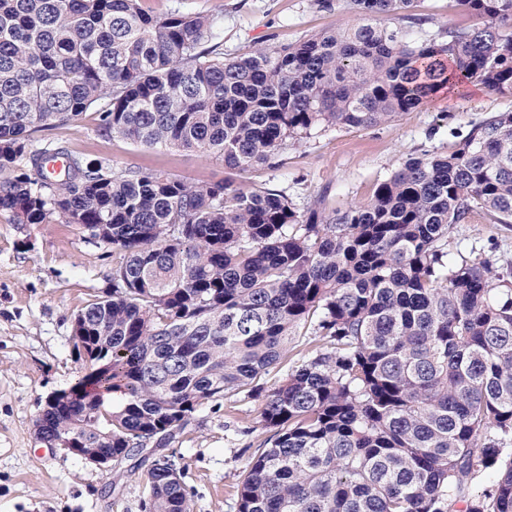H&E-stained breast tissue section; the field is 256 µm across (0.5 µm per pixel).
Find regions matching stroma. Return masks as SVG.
Instances as JSON below:
<instances>
[{"instance_id":"stroma-1","label":"stroma","mask_w":512,"mask_h":512,"mask_svg":"<svg viewBox=\"0 0 512 512\" xmlns=\"http://www.w3.org/2000/svg\"><path fill=\"white\" fill-rule=\"evenodd\" d=\"M150 15L180 7L217 16L225 56H246L263 46L283 47L308 35L348 28L360 17L349 0L320 10L312 0H141ZM421 20L415 35L480 25L450 0H414ZM512 110V98L475 82L444 90L431 104L372 127L336 126L288 141L275 169L230 172L221 159L179 149L136 145L98 128L95 114L34 132L35 145L54 144L86 159H107L120 169L151 168L202 183L232 179L252 190L287 188L299 211L332 216L370 199L378 184L405 161L450 153L455 130ZM479 246L512 260V226L482 217L455 225L449 250ZM112 252L73 224H17L0 211V512H140L139 475L102 469L67 449L47 447L35 433L46 398L78 376L74 317L110 288ZM310 329L281 365L263 375L265 388L316 351L325 349ZM262 399L242 389L206 402L187 429L164 448L181 474L193 512H237V491L250 459L271 436L261 419ZM120 480V498L105 495Z\"/></svg>"}]
</instances>
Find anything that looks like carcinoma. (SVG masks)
<instances>
[{
  "label": "carcinoma",
  "mask_w": 512,
  "mask_h": 512,
  "mask_svg": "<svg viewBox=\"0 0 512 512\" xmlns=\"http://www.w3.org/2000/svg\"><path fill=\"white\" fill-rule=\"evenodd\" d=\"M452 2L483 25L417 40L388 25L413 0H350L353 27L226 58L207 14L0 0V210L75 224L114 256L112 290L74 318L79 375L46 400L40 440L141 472L142 512H192L160 451L309 326L327 348L265 395L271 447L247 464L238 512H512V273L448 250L478 213L512 224V111L333 217L283 190L118 170L30 139L92 111L106 134L245 171L451 82L511 97L512 0ZM477 473L488 485L471 495Z\"/></svg>",
  "instance_id": "carcinoma-1"
}]
</instances>
